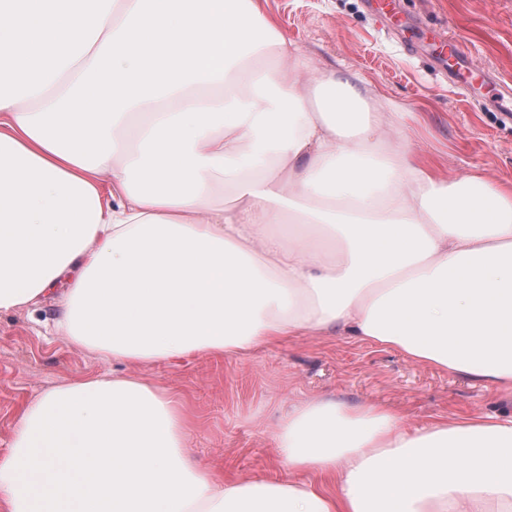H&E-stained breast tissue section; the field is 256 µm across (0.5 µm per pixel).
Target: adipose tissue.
Returning <instances> with one entry per match:
<instances>
[{
	"label": "adipose tissue",
	"instance_id": "obj_1",
	"mask_svg": "<svg viewBox=\"0 0 512 512\" xmlns=\"http://www.w3.org/2000/svg\"><path fill=\"white\" fill-rule=\"evenodd\" d=\"M408 118L259 0H0V312L74 271L55 330L128 367L21 409L0 512H512V412L314 397L274 437L313 480L228 482L130 371L311 331L512 394V185L443 179Z\"/></svg>",
	"mask_w": 512,
	"mask_h": 512
}]
</instances>
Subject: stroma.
Segmentation results:
<instances>
[{"label": "stroma", "instance_id": "stroma-1", "mask_svg": "<svg viewBox=\"0 0 512 512\" xmlns=\"http://www.w3.org/2000/svg\"><path fill=\"white\" fill-rule=\"evenodd\" d=\"M262 7L320 68L344 66L393 111L415 113L411 147L440 176L478 168L512 183V0H396L395 20L417 43L413 52L385 33L368 0H262ZM445 34L470 49L458 68L467 94L448 81ZM66 284L59 279L37 308L0 314V455L25 404L66 380L112 373V362L54 329ZM134 372L184 405L191 420L185 453L228 480L299 479L273 434L288 405L316 395L377 402L413 426L512 409L485 382L414 363L390 347L311 332L247 356L193 354Z\"/></svg>", "mask_w": 512, "mask_h": 512}]
</instances>
